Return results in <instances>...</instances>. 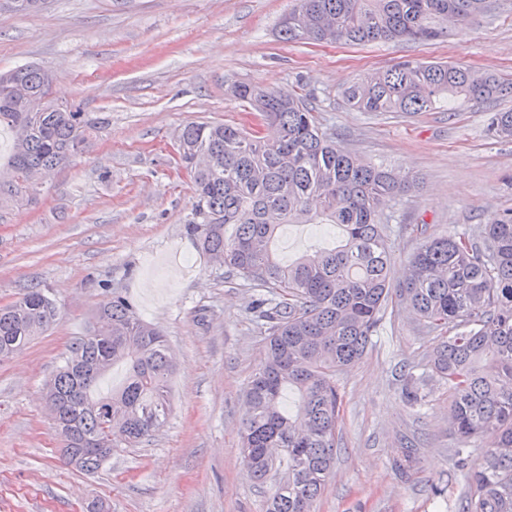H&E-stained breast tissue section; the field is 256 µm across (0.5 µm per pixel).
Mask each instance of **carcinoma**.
<instances>
[{
    "label": "carcinoma",
    "instance_id": "1",
    "mask_svg": "<svg viewBox=\"0 0 512 512\" xmlns=\"http://www.w3.org/2000/svg\"><path fill=\"white\" fill-rule=\"evenodd\" d=\"M495 9L492 0H295L279 25L288 42L358 45L427 42ZM49 74L37 65L0 71V124L15 137L8 175H0V209L25 197L34 174L71 163L97 122L49 97ZM228 95L268 120L274 139L226 123L185 125L177 150L193 169L196 201L186 230L215 262L266 289L255 301L267 325L263 357L244 392L242 462L269 488L265 512H314L336 459L340 394L336 374L365 354L389 302L407 305L437 333L429 366L448 388L455 456L467 462L461 512H512V211L475 236H426L403 283L390 285L392 247L380 212L415 185L382 164L336 144L320 127L310 95L237 82ZM512 82L444 63L406 60L367 75L345 91L361 112H430L442 104L492 103ZM491 129L512 140V111ZM336 224L342 244L292 264L269 244L284 224ZM232 232H226L227 228ZM41 288L0 306V359L22 350L58 318ZM118 362L124 385L95 395ZM173 364L163 334L114 292L96 323L62 356L45 383V406L67 438V463L92 473L109 449L149 439L170 412ZM298 395L291 413L282 395Z\"/></svg>",
    "mask_w": 512,
    "mask_h": 512
}]
</instances>
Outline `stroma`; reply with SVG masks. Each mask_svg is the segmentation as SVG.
Returning a JSON list of instances; mask_svg holds the SVG:
<instances>
[{"label": "stroma", "mask_w": 512, "mask_h": 512, "mask_svg": "<svg viewBox=\"0 0 512 512\" xmlns=\"http://www.w3.org/2000/svg\"><path fill=\"white\" fill-rule=\"evenodd\" d=\"M292 0H43L0 10V70L40 63L55 99L101 118L86 154L35 199L0 211V305L48 290L60 314L42 336L0 360V512H263L267 491L245 469L239 428L265 333L259 287L212 262L185 232L195 201L176 150L187 123L249 127L226 89L238 80L304 88L338 145L409 171L418 189L383 209L401 282L423 236L476 233L512 210V141L491 131L494 104L407 116L357 112L342 96L364 76L415 59L512 78V0L426 43L286 42ZM291 224L272 250L284 264L342 241L337 225ZM120 289L161 328L174 354L171 412L155 435L121 447L92 474L66 465L42 401L62 354ZM435 344L405 306L384 313L362 359L337 377L340 450L315 512H459L466 477L452 457L448 390L430 377ZM416 382L424 406L402 392Z\"/></svg>", "instance_id": "stroma-1"}]
</instances>
